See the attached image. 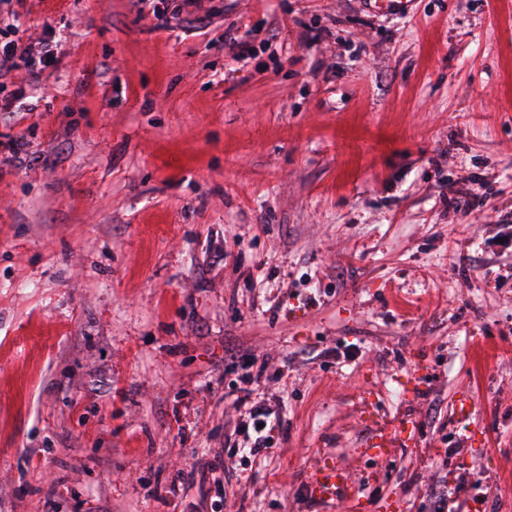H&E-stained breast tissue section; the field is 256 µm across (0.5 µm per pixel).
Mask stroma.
<instances>
[{"label": "stroma", "mask_w": 512, "mask_h": 512, "mask_svg": "<svg viewBox=\"0 0 512 512\" xmlns=\"http://www.w3.org/2000/svg\"><path fill=\"white\" fill-rule=\"evenodd\" d=\"M181 3L0 16V512H512V0ZM53 46L49 43L42 44L38 49L32 45L21 48L15 45L12 41L0 46V72L2 70L8 71L16 64L17 57H25L30 64L38 62L41 64L45 60L57 58ZM256 389L244 388L240 391L241 395L235 398V404L243 410L246 421L240 428V435L243 436L245 445L242 448H234L232 455L242 454L257 457L264 456L270 452L274 446V432L279 431V423L270 424L269 408L264 398L255 393ZM258 424H263L258 428ZM310 489L319 502L335 504L336 500L352 494L355 486L343 467L324 465L316 468L312 473Z\"/></svg>", "instance_id": "stroma-1"}]
</instances>
